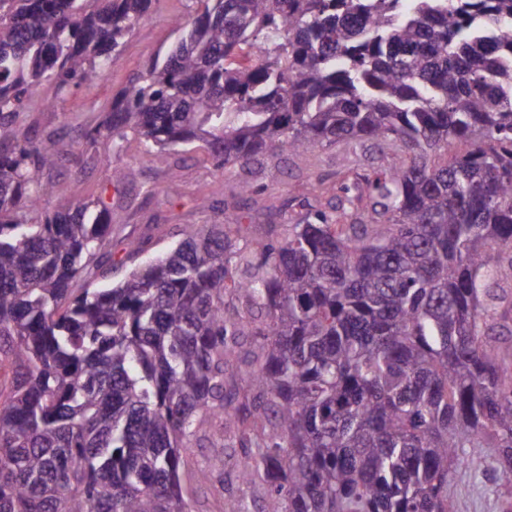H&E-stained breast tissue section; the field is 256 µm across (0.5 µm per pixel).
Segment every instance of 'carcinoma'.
I'll list each match as a JSON object with an SVG mask.
<instances>
[{"instance_id": "obj_1", "label": "carcinoma", "mask_w": 512, "mask_h": 512, "mask_svg": "<svg viewBox=\"0 0 512 512\" xmlns=\"http://www.w3.org/2000/svg\"><path fill=\"white\" fill-rule=\"evenodd\" d=\"M196 3L85 150L382 162L313 221L186 224L120 275L149 240L108 267L102 200L42 210L38 172L86 159L19 117L99 82L152 0H0V512H191L236 451L256 494L224 512H454L464 448L512 486V0Z\"/></svg>"}]
</instances>
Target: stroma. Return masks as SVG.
<instances>
[{
	"mask_svg": "<svg viewBox=\"0 0 512 512\" xmlns=\"http://www.w3.org/2000/svg\"><path fill=\"white\" fill-rule=\"evenodd\" d=\"M195 0H153L138 28L112 57V67L102 81L85 84L76 80L66 87L57 81L42 83L26 108L23 123L39 136L54 135L82 144L86 128L96 125L112 98L139 72L151 55L167 53L177 33L173 21L193 13ZM97 161L83 167L67 163L42 171L41 179L52 181L57 194L44 203L47 211L67 204L73 196L104 197L110 207L111 253L122 255L125 242L152 238L160 245L176 239L184 224L224 222V199L239 185L254 190L253 202L241 211L243 222L264 223L265 210H286L290 219L328 210L334 202L342 172L351 167L366 172L377 147L356 156L344 143L315 147L307 152L284 153L260 159L244 169L225 172L201 150L176 148L169 165L149 164L142 159L139 141H130L121 157L122 167L135 170L134 179L115 186L113 170L105 161L112 142L99 139ZM482 470L461 466L452 472L448 494L454 512H502L512 487L500 481L492 449L481 451Z\"/></svg>",
	"mask_w": 512,
	"mask_h": 512,
	"instance_id": "obj_1",
	"label": "stroma"
}]
</instances>
